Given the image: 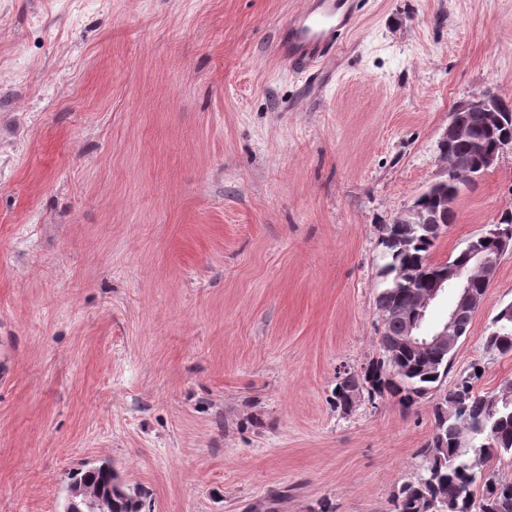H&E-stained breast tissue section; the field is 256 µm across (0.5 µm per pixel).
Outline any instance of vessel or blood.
Wrapping results in <instances>:
<instances>
[{
	"label": "vessel or blood",
	"instance_id": "obj_1",
	"mask_svg": "<svg viewBox=\"0 0 512 512\" xmlns=\"http://www.w3.org/2000/svg\"><path fill=\"white\" fill-rule=\"evenodd\" d=\"M356 23L355 0H304V7L279 24L274 53L281 61L303 69L309 82L327 86L331 78L320 59L340 49Z\"/></svg>",
	"mask_w": 512,
	"mask_h": 512
}]
</instances>
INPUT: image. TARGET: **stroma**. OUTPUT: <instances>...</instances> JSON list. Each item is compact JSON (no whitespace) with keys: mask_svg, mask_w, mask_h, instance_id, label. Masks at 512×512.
<instances>
[{"mask_svg":"<svg viewBox=\"0 0 512 512\" xmlns=\"http://www.w3.org/2000/svg\"><path fill=\"white\" fill-rule=\"evenodd\" d=\"M303 0H0V512L114 463L143 512H391L433 397L331 402L379 355L383 230L445 176L454 107L512 100V0H359L308 94L274 54ZM512 211V151L443 262ZM505 255L453 359L480 391Z\"/></svg>","mask_w":512,"mask_h":512,"instance_id":"35a3bbf8","label":"stroma"}]
</instances>
